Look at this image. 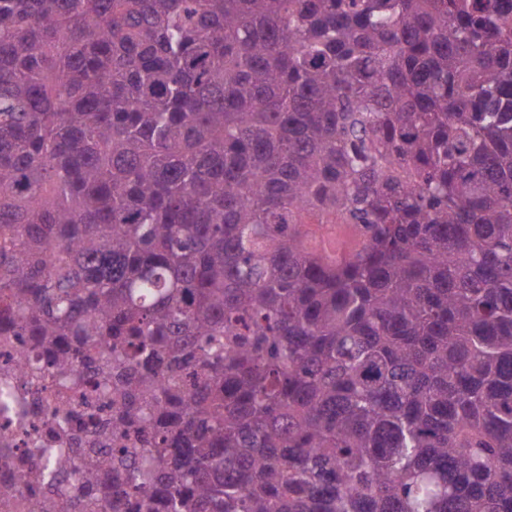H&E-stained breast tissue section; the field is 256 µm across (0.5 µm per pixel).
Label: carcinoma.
<instances>
[{"instance_id": "1", "label": "carcinoma", "mask_w": 512, "mask_h": 512, "mask_svg": "<svg viewBox=\"0 0 512 512\" xmlns=\"http://www.w3.org/2000/svg\"><path fill=\"white\" fill-rule=\"evenodd\" d=\"M0 336L39 512H512V0H0ZM20 350L30 351V363L42 365L40 355L32 352L28 336H0V447L2 436L8 435V447L20 454L33 441L43 448H56L67 458H78L87 447V439L95 432L93 425L82 419H73L67 437L56 436L57 408L54 403L56 385L52 379L36 384L24 379L14 370V379L5 383L1 367H11L12 357ZM46 364L43 363L42 366Z\"/></svg>"}]
</instances>
